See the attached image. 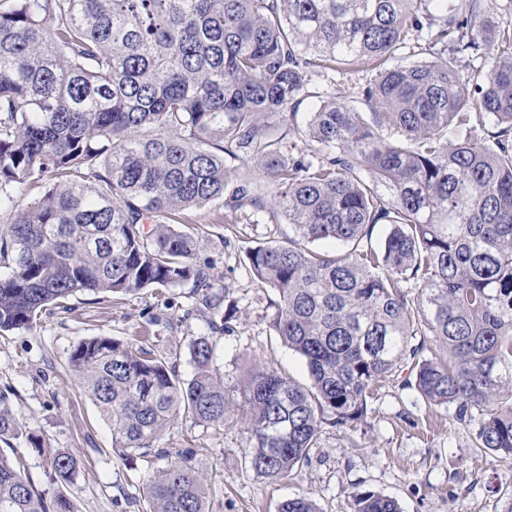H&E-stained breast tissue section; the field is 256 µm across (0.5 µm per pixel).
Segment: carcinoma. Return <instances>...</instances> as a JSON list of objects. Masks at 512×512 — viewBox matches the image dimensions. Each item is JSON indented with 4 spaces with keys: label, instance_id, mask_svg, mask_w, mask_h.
Returning <instances> with one entry per match:
<instances>
[{
    "label": "carcinoma",
    "instance_id": "obj_1",
    "mask_svg": "<svg viewBox=\"0 0 512 512\" xmlns=\"http://www.w3.org/2000/svg\"><path fill=\"white\" fill-rule=\"evenodd\" d=\"M0 9V334L30 330L77 293L190 287L211 335L190 342L183 378L167 353L109 336L78 342L68 367L127 459L154 454L179 418L241 424L245 468L279 481L306 465L322 424L363 420L374 388L410 365L428 405L477 422V447L512 456V29L496 0H7ZM423 59L400 56L415 32ZM490 57L464 79L458 57ZM375 62L358 112L324 98L321 69ZM322 156L288 154L296 105ZM253 159L227 192L224 156ZM50 180L40 203L14 189ZM272 209L285 243L247 251L277 292L272 328L308 383L257 365L231 385L214 364L224 291L183 212ZM388 226L372 244L376 225ZM340 242L338 256L311 244ZM413 292L406 291V287ZM423 337L412 344L415 336ZM432 337L430 346L424 337ZM37 437L0 392V441ZM146 483V512H208L195 452ZM51 481L73 482L57 451ZM356 512H400L362 491ZM0 512H73L0 453ZM280 512H320L296 497ZM224 165L233 175H237L239 172L245 171L253 182L255 189L263 190L265 179L262 171L255 165L254 162L249 161L246 163L242 160H232L228 157H224Z\"/></svg>",
    "mask_w": 512,
    "mask_h": 512
}]
</instances>
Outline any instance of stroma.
<instances>
[{"label": "stroma", "mask_w": 512, "mask_h": 512, "mask_svg": "<svg viewBox=\"0 0 512 512\" xmlns=\"http://www.w3.org/2000/svg\"><path fill=\"white\" fill-rule=\"evenodd\" d=\"M372 67L346 74L319 71L321 92L339 91L357 106V92L373 79ZM183 231L206 236L204 257L214 262L226 289L225 309L234 313L218 336L217 362L228 383H236L247 365H272L306 382L304 360L283 346L271 321L275 291L258 287L249 272V248L284 241L292 227L277 213L237 224H218L209 209H192ZM174 310H166L167 298ZM67 311L55 310L32 330L0 338V392L8 394L16 419L39 435L44 449L24 440L0 448L20 463L40 490L62 492L74 512H144L145 484L167 465L166 459L127 461L112 450V430L67 366L74 345L93 336L138 340L147 348L179 347L177 369L192 371L188 345L207 334L192 311L188 289L167 294L152 289L118 300L111 295L80 293ZM167 313L170 321L146 326L149 314ZM407 368L397 369L368 403L357 427L324 425L308 465L287 479L271 482L246 472L240 427L206 429L186 419L166 432L165 448L200 449L199 469L206 486L208 512H278L293 497L306 495L321 512H356L355 495L372 491L393 498L401 512H500L512 493V457H501L475 445L476 423L460 422L453 408H428L403 388ZM65 450L79 461L73 484L50 481L49 455Z\"/></svg>", "instance_id": "1"}]
</instances>
